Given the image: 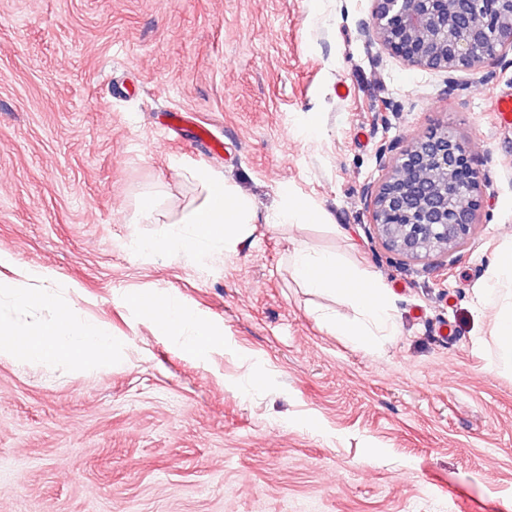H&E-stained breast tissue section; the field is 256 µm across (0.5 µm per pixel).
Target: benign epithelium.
I'll list each match as a JSON object with an SVG mask.
<instances>
[{
    "mask_svg": "<svg viewBox=\"0 0 512 512\" xmlns=\"http://www.w3.org/2000/svg\"><path fill=\"white\" fill-rule=\"evenodd\" d=\"M372 0L363 33L413 66L479 71L512 53V0ZM384 179L365 188L384 249L412 261L451 254L469 239L481 208V172L469 146L446 125L408 141Z\"/></svg>",
    "mask_w": 512,
    "mask_h": 512,
    "instance_id": "obj_1",
    "label": "benign epithelium"
}]
</instances>
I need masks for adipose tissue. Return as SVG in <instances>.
<instances>
[{"instance_id":"1","label":"adipose tissue","mask_w":512,"mask_h":512,"mask_svg":"<svg viewBox=\"0 0 512 512\" xmlns=\"http://www.w3.org/2000/svg\"><path fill=\"white\" fill-rule=\"evenodd\" d=\"M190 177L204 195L203 204L184 218L185 223L194 225V234L183 236L169 229L161 238L144 242V249H156L165 243L191 260L204 253L235 251L249 225L261 220L268 224H320L327 219L321 208L287 193L282 194L273 214L264 217L254 199L223 174L199 169L192 171ZM289 260L303 288L332 297L353 310L350 318L339 314L325 317L324 323L330 331L357 346L395 335L391 298L381 281L343 269L335 254L313 253L301 245L293 248ZM154 296L163 308L152 319L156 328L186 337L192 351L207 352L212 343L210 328L199 322L176 297L162 290L155 291ZM2 356L29 362L66 360L75 364H105L112 358V335L105 327L75 317L71 307L59 306L52 324L44 328L30 330L0 321Z\"/></svg>"}]
</instances>
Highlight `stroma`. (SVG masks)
I'll list each match as a JSON object with an SVG mask.
<instances>
[{
    "label": "stroma",
    "instance_id": "obj_1",
    "mask_svg": "<svg viewBox=\"0 0 512 512\" xmlns=\"http://www.w3.org/2000/svg\"><path fill=\"white\" fill-rule=\"evenodd\" d=\"M371 0H0V279L41 274L112 332V362L0 358V512H512L504 305L478 308L512 246V54L447 74L362 34ZM180 111L173 121L172 111ZM446 125L483 175L479 222L447 256L403 261L370 223L380 149ZM223 171L267 212L235 252L138 254L131 224L203 201ZM380 278L397 333L355 346L296 281L295 244ZM176 295L207 353L131 299ZM262 389L245 387L248 376ZM326 220L327 214L321 208L299 200L287 191L281 195L273 214L264 216L266 224H292L293 222L320 224ZM495 330L500 340L499 357L503 362L512 365V296L509 310L499 318Z\"/></svg>",
    "mask_w": 512,
    "mask_h": 512
}]
</instances>
